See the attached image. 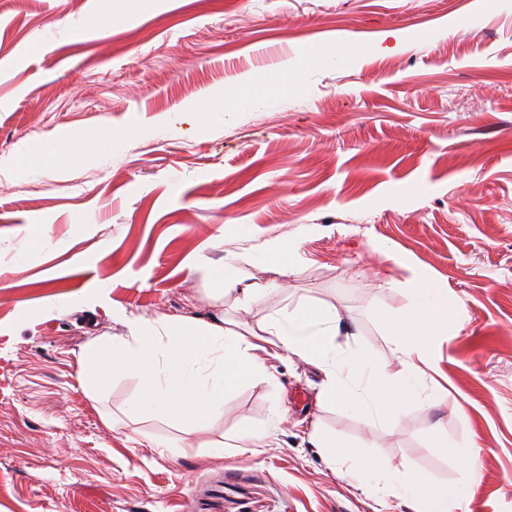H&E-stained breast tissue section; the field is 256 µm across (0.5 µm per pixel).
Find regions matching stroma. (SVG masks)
I'll list each match as a JSON object with an SVG mask.
<instances>
[{"label":"stroma","mask_w":512,"mask_h":512,"mask_svg":"<svg viewBox=\"0 0 512 512\" xmlns=\"http://www.w3.org/2000/svg\"><path fill=\"white\" fill-rule=\"evenodd\" d=\"M287 242L296 275L270 255ZM219 265L277 288L241 312ZM420 271L448 384L388 429L319 403L296 357L204 432L127 417L133 378L95 399L81 378L133 317L245 329L310 304L399 376L379 317ZM316 428L441 483L466 474L433 433L479 447L472 512H512V0H0V512H410L340 480ZM258 429L276 450L239 455Z\"/></svg>","instance_id":"stroma-1"}]
</instances>
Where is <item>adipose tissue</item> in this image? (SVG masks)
I'll return each mask as SVG.
<instances>
[{
    "label": "adipose tissue",
    "mask_w": 512,
    "mask_h": 512,
    "mask_svg": "<svg viewBox=\"0 0 512 512\" xmlns=\"http://www.w3.org/2000/svg\"><path fill=\"white\" fill-rule=\"evenodd\" d=\"M412 295L410 313L384 318L404 365L398 379L365 356L337 350L336 338L345 323L335 308L324 306L295 308L244 334L226 328L220 317L209 322L136 317L129 321V336L101 337L88 346L83 354L84 379L96 395L114 376L135 377L139 395L128 408L130 415L155 416L203 430L223 416L226 391L250 378L275 377L277 363L298 357L324 371V402L383 428L408 406L430 408L441 399L436 390L426 396L419 393L426 369L434 365L437 326L425 290L413 289ZM311 442L341 479L370 488L379 502L397 497L410 512H465L471 484L479 476L475 450L456 455L466 481L440 485L426 473H405L390 460L365 456L361 449L322 431H313Z\"/></svg>",
    "instance_id": "obj_1"
}]
</instances>
